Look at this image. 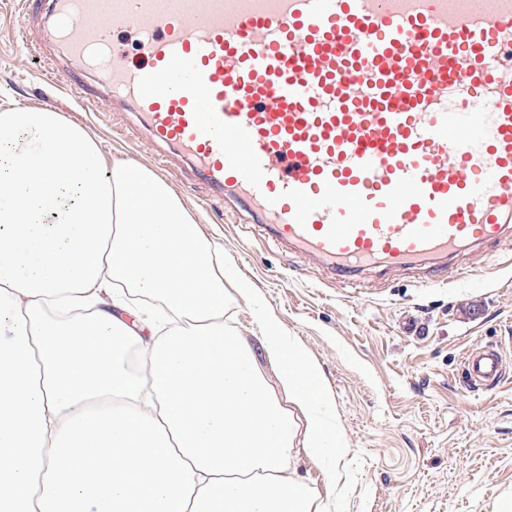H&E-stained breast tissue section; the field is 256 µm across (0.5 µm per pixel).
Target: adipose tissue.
I'll use <instances>...</instances> for the list:
<instances>
[{
  "mask_svg": "<svg viewBox=\"0 0 512 512\" xmlns=\"http://www.w3.org/2000/svg\"><path fill=\"white\" fill-rule=\"evenodd\" d=\"M226 297L163 179L1 109L0 512H319L292 464L345 455L320 370L259 304L270 383Z\"/></svg>",
  "mask_w": 512,
  "mask_h": 512,
  "instance_id": "ef3b65f1",
  "label": "adipose tissue"
}]
</instances>
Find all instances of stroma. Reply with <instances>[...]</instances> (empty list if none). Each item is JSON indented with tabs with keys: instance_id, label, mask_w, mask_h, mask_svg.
Returning a JSON list of instances; mask_svg holds the SVG:
<instances>
[{
	"instance_id": "obj_1",
	"label": "stroma",
	"mask_w": 512,
	"mask_h": 512,
	"mask_svg": "<svg viewBox=\"0 0 512 512\" xmlns=\"http://www.w3.org/2000/svg\"><path fill=\"white\" fill-rule=\"evenodd\" d=\"M17 3L0 0V104L60 112L96 134L106 155L171 185L285 336L320 367L349 450L350 492L337 512H496L512 502V242L450 266L442 285L400 272L384 281L373 271L358 288L335 282L316 261L245 233L176 153L158 163L127 105L86 106L47 77L20 48ZM224 320L276 380L250 305L230 295ZM486 344L503 349L504 378L473 393L459 364Z\"/></svg>"
}]
</instances>
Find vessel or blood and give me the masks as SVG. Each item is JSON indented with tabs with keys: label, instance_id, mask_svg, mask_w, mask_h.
<instances>
[{
	"label": "vessel or blood",
	"instance_id": "obj_1",
	"mask_svg": "<svg viewBox=\"0 0 512 512\" xmlns=\"http://www.w3.org/2000/svg\"><path fill=\"white\" fill-rule=\"evenodd\" d=\"M82 100L126 102L150 144L333 280L436 283L512 237V0H20ZM131 32L139 61L114 39ZM103 70L104 87L81 70ZM501 377L470 351L472 390Z\"/></svg>",
	"mask_w": 512,
	"mask_h": 512
}]
</instances>
